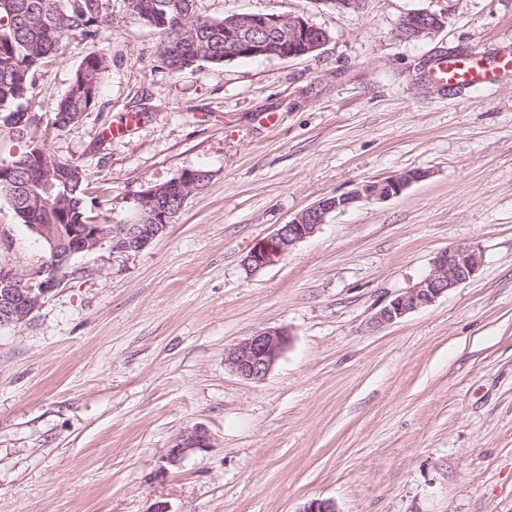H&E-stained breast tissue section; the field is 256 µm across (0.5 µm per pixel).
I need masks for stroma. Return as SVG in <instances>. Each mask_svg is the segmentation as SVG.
I'll list each match as a JSON object with an SVG mask.
<instances>
[{"instance_id": "stroma-1", "label": "stroma", "mask_w": 512, "mask_h": 512, "mask_svg": "<svg viewBox=\"0 0 512 512\" xmlns=\"http://www.w3.org/2000/svg\"><path fill=\"white\" fill-rule=\"evenodd\" d=\"M65 36L29 110L46 148L79 164L100 224L137 196L209 171L137 253L75 256L31 320L0 329V512H512V75L440 88L443 55L512 48V0H196V14H295L329 38L302 58L162 68L161 40L124 19ZM447 18L409 40L401 18ZM111 68L64 130L59 98L91 53ZM138 116L130 134L112 125ZM425 171L400 195L330 214L276 265L244 259L320 198ZM478 248L467 283L398 322L374 315ZM46 253L0 197V266ZM286 329L264 379L225 363L241 339ZM208 448L163 457L186 428Z\"/></svg>"}]
</instances>
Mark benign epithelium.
Here are the masks:
<instances>
[{
    "label": "benign epithelium",
    "instance_id": "obj_1",
    "mask_svg": "<svg viewBox=\"0 0 512 512\" xmlns=\"http://www.w3.org/2000/svg\"><path fill=\"white\" fill-rule=\"evenodd\" d=\"M441 14L416 10L406 13L399 22L402 36L421 39L445 27ZM227 52L224 58L239 57L297 58L319 50L328 33L310 21L293 15L247 13L224 22ZM242 29L254 36L244 40ZM279 32L276 41L257 34ZM426 173L407 171L380 181H368L350 193L325 196L304 209L264 245L253 249L244 260L251 272H258L281 261L299 242L313 236L326 223L329 214L344 211L361 201H383L399 195L408 185L420 181ZM203 183L202 173L189 170L172 181L151 186L137 196L133 218L124 224H29L27 228L44 242L47 259L38 270L23 274L13 268H0V328L17 326L30 320L47 296L59 285L60 276L77 255L109 245L117 253H137L151 244L171 221L170 202L185 201ZM482 257L471 246H456L441 251L430 274L412 288L394 297L373 317V324L383 327L434 303L440 296L468 282L478 271ZM291 342L282 328L258 331L240 340L227 353L226 364L239 376L259 381L271 371ZM209 447L207 430L194 426L183 431L167 450L165 462L175 466L191 454ZM299 512H338L331 499H313Z\"/></svg>",
    "mask_w": 512,
    "mask_h": 512
}]
</instances>
